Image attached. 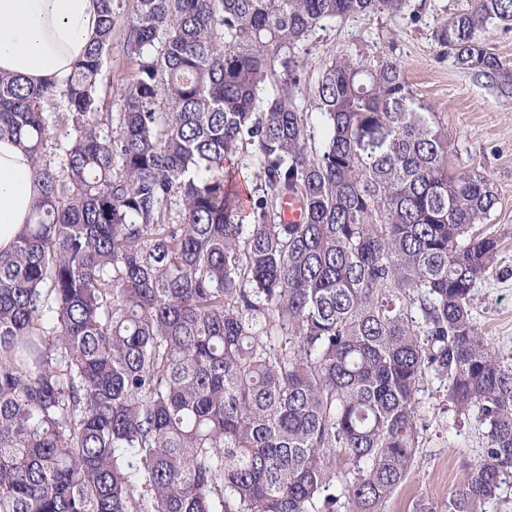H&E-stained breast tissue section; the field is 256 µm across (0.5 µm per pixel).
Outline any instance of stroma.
Returning a JSON list of instances; mask_svg holds the SVG:
<instances>
[{
    "label": "stroma",
    "mask_w": 512,
    "mask_h": 512,
    "mask_svg": "<svg viewBox=\"0 0 512 512\" xmlns=\"http://www.w3.org/2000/svg\"><path fill=\"white\" fill-rule=\"evenodd\" d=\"M133 0H115L117 22L105 64V104L119 112L121 95L135 67L123 48ZM469 0H408L403 14H371L330 22L317 30L298 50L305 63L302 91L297 102L319 128L315 97L317 75L333 54L360 49L370 55H387L402 64L413 96L431 106L445 128L451 151L448 161L458 170L479 168L490 176L497 203L490 213L492 230L503 246L497 272L474 291L471 311L476 326L500 350L512 354V99L497 96L483 82L474 81L441 57L431 39L433 28L450 13L467 8ZM423 420L422 442L410 476L385 502L383 512H412L424 494L443 499L449 489L462 484L471 464L482 458L485 446L475 419L449 429L453 413L446 405L447 384L434 379Z\"/></svg>",
    "instance_id": "1"
}]
</instances>
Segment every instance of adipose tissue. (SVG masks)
Wrapping results in <instances>:
<instances>
[{
    "label": "adipose tissue",
    "mask_w": 512,
    "mask_h": 512,
    "mask_svg": "<svg viewBox=\"0 0 512 512\" xmlns=\"http://www.w3.org/2000/svg\"><path fill=\"white\" fill-rule=\"evenodd\" d=\"M97 0H0V72L40 85L59 83L98 35ZM37 190L31 163L0 140V250L32 218Z\"/></svg>",
    "instance_id": "obj_1"
}]
</instances>
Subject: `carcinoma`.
<instances>
[{"label": "carcinoma", "instance_id": "obj_1", "mask_svg": "<svg viewBox=\"0 0 512 512\" xmlns=\"http://www.w3.org/2000/svg\"><path fill=\"white\" fill-rule=\"evenodd\" d=\"M99 3L65 84L0 73V139L39 186L0 250V512H381L431 372L487 446L414 512H501L512 359L471 316L500 247L472 232L493 183L448 167L395 58L325 62L317 147L296 103L300 43L406 0H134L116 114L101 95L116 17ZM495 24L512 0H470L432 39L512 98ZM290 195L301 224L282 219Z\"/></svg>", "mask_w": 512, "mask_h": 512}]
</instances>
